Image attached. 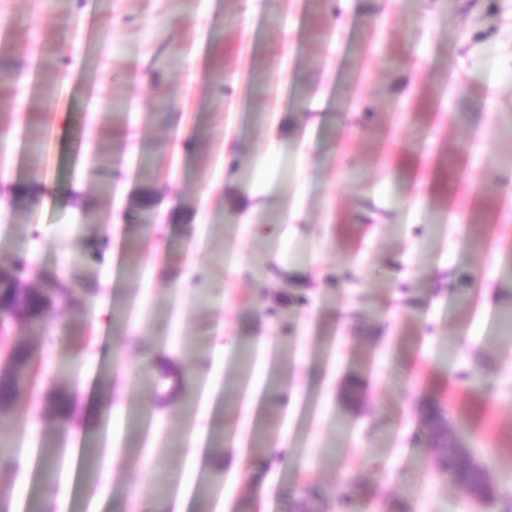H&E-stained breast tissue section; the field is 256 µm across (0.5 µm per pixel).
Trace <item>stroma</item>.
Here are the masks:
<instances>
[{"mask_svg": "<svg viewBox=\"0 0 512 512\" xmlns=\"http://www.w3.org/2000/svg\"><path fill=\"white\" fill-rule=\"evenodd\" d=\"M0 267L12 512H485L424 396L512 501V0H0ZM15 272L10 268H0V305L4 319L11 317L16 302ZM10 373L3 376L9 367V361L5 367L0 369L3 378L0 379V412L8 414L15 405L18 392L29 380L30 361L26 349L22 346H15L10 356ZM420 423L428 436L431 435V449L441 473L466 492L470 488L476 490L480 499L491 506L497 496L489 479L488 467L477 465L470 453H463L460 437L444 408L425 400L420 407Z\"/></svg>", "mask_w": 512, "mask_h": 512, "instance_id": "1", "label": "stroma"}]
</instances>
